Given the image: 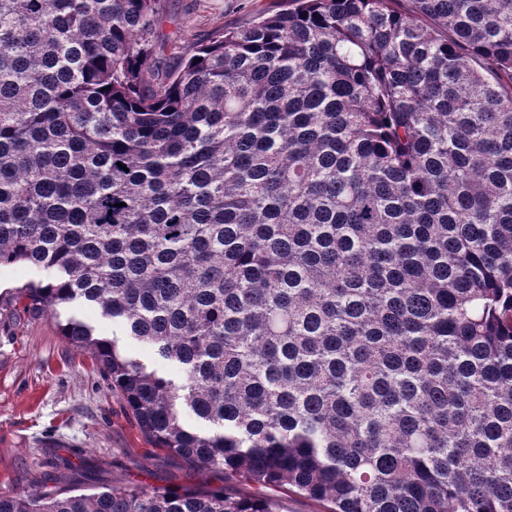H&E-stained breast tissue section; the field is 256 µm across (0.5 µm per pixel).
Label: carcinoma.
Returning <instances> with one entry per match:
<instances>
[{"mask_svg": "<svg viewBox=\"0 0 512 512\" xmlns=\"http://www.w3.org/2000/svg\"><path fill=\"white\" fill-rule=\"evenodd\" d=\"M290 2L169 70L161 0H0V267L40 274L14 301L200 472L512 512V0ZM0 512L277 506L69 481ZM78 313L95 328L98 335L111 339L116 338L129 355L168 377H177V367L174 364L161 359L153 349L134 337L125 335L120 325L112 324V320L102 317L98 310L83 307L79 309Z\"/></svg>", "mask_w": 512, "mask_h": 512, "instance_id": "obj_1", "label": "carcinoma"}]
</instances>
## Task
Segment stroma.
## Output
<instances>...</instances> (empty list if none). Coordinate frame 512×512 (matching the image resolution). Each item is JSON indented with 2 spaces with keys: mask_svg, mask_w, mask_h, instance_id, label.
I'll use <instances>...</instances> for the list:
<instances>
[{
  "mask_svg": "<svg viewBox=\"0 0 512 512\" xmlns=\"http://www.w3.org/2000/svg\"><path fill=\"white\" fill-rule=\"evenodd\" d=\"M165 40L156 55L179 66L209 36L250 21L259 11L287 10L289 0H164ZM25 265L0 268V492L28 490L44 473L74 475L89 485L229 486L250 497L253 485L225 483L224 475L199 476L180 457L159 451L140 434L124 400L92 360L59 334L55 319L18 312L11 295L34 279ZM80 317L98 335L158 372L173 377L174 364L122 327L84 307Z\"/></svg>",
  "mask_w": 512,
  "mask_h": 512,
  "instance_id": "35a3bbf8",
  "label": "stroma"
}]
</instances>
